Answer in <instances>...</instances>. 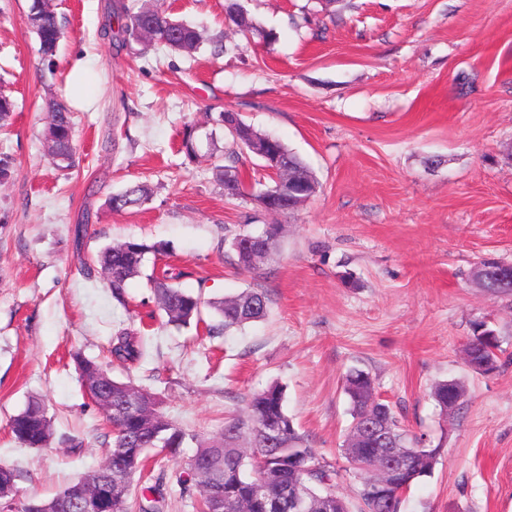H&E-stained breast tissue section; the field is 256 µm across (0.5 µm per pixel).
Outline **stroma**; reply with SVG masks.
<instances>
[{
  "mask_svg": "<svg viewBox=\"0 0 512 512\" xmlns=\"http://www.w3.org/2000/svg\"><path fill=\"white\" fill-rule=\"evenodd\" d=\"M110 0H52L64 28L45 61L27 24L29 0H0V93L17 103L0 133L11 156L0 182V463L21 498L51 496L97 468L112 440L85 395L73 353L161 398L189 435L215 436L229 412L271 384L298 430L336 468L351 422L341 377L368 372L403 425L441 447L403 512H512V296L471 280L482 258L512 262V0H248L258 32L239 35L225 0H165L175 16L223 35L226 50L187 58L101 33ZM93 76L79 104L74 66ZM73 114L75 169L44 155L49 101ZM233 110L279 138L316 177L299 210L272 215L230 199L209 163L181 151L185 123ZM146 183L143 208L108 198ZM88 223L81 249L71 231ZM278 224L264 270L233 262V234ZM163 241L113 300L96 254L128 240ZM172 264L203 300L248 288L269 298L266 320L232 336L147 319V277ZM495 329L499 369L466 363L475 323ZM147 336L148 358L112 362L120 327ZM465 387L442 415L439 381ZM52 422L49 447H22L8 427L31 397Z\"/></svg>",
  "mask_w": 512,
  "mask_h": 512,
  "instance_id": "1",
  "label": "stroma"
}]
</instances>
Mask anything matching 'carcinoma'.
I'll return each mask as SVG.
<instances>
[{
	"label": "carcinoma",
	"mask_w": 512,
	"mask_h": 512,
	"mask_svg": "<svg viewBox=\"0 0 512 512\" xmlns=\"http://www.w3.org/2000/svg\"><path fill=\"white\" fill-rule=\"evenodd\" d=\"M225 15L244 36L257 31L241 0H227ZM115 18L121 20L117 34L124 42L133 41L143 46L158 43L189 56L204 43L197 26L167 12L160 0H143L131 5L122 0L110 16L112 20ZM27 21L37 35L42 57H54L63 36L55 12L45 8L42 0H31ZM14 112V101L0 93V129L12 124ZM211 123L208 140H213L219 129L232 145L223 162L201 153V140L191 125L186 126L183 133L182 151L191 162L203 159L210 162L221 186L235 180L236 192H228L226 196L242 197L245 184L239 168L240 155L252 154L253 140L264 133L251 125L244 130H230L224 127L222 112L212 117ZM45 142L47 156L55 166L61 169L75 166L77 145L71 113L61 103L48 104ZM262 167L287 168L299 177L296 184L285 185L274 179L266 186L274 213L291 211L294 194L290 189L294 187L302 189L308 197L317 192L318 182L308 178L310 170L303 160L275 137L267 150V158L262 160ZM150 196L146 185L135 183L110 196L108 202L113 211L123 212L142 207ZM280 233V225L268 224L259 233L243 230L234 234L230 250L236 257L237 267L249 272L261 270L264 262L257 260L258 255H270ZM150 253H162V244L129 240L100 250L97 264L117 302L125 301L129 281L142 274ZM183 276L182 271L168 269L148 277L158 311L169 325L198 324L204 321L207 309L217 319V324L209 326V332L219 335L240 330L267 314L269 298L262 290L245 289L231 297L205 302L200 295L179 286ZM483 288L492 295H511L512 279L505 281L491 272ZM497 348L496 332L483 323L478 324L466 343L469 366L483 374L495 371ZM110 354L116 362L133 365L145 360L149 350L146 340L136 330L123 327L112 334ZM74 360L79 379L112 381L114 410L103 411L112 427L107 455L116 458L124 471L133 476L143 473L151 448L157 455L175 457L181 453L187 433L164 416L160 402H155L148 414L122 412L117 406L131 382L112 378L107 366L95 360L80 355L74 356ZM343 390L349 400L352 421L347 435L351 447H343L341 452L349 464L348 472L358 480L354 500H348L337 491L340 472L310 447L286 411L283 387L274 384L252 394L245 411L227 417L218 435L197 440L186 470L171 476L161 472L150 484L127 486L122 500L112 503V512H165V487L172 480L184 493L198 492L202 512H209L211 498L216 493L223 498V512H303L300 492L304 488L323 499L320 512H401L403 495L413 483L433 472L440 447L426 446L423 437L408 433L392 406L376 396L367 372L357 368L349 370L343 378ZM464 393L460 381L447 379L434 387L432 396L446 414L448 407ZM9 429L26 448L41 449L50 445L51 421L37 397L29 398L25 407L10 417ZM394 448L402 452L403 460L388 467L386 462ZM16 477L15 469L0 464V494L3 495L0 502L8 504L9 512H48L53 504L66 501L74 504L72 512H87L78 497L87 481L85 475L48 498L32 501L19 498Z\"/></svg>",
	"instance_id": "carcinoma-1"
}]
</instances>
